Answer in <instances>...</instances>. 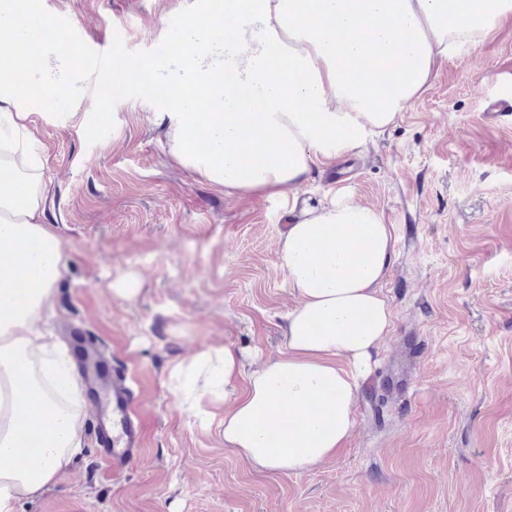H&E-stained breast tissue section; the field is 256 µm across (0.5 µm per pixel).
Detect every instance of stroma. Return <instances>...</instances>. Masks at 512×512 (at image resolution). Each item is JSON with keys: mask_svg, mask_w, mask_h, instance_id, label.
I'll return each mask as SVG.
<instances>
[{"mask_svg": "<svg viewBox=\"0 0 512 512\" xmlns=\"http://www.w3.org/2000/svg\"><path fill=\"white\" fill-rule=\"evenodd\" d=\"M193 0H52L78 59L107 53L130 79L91 74L76 118L48 102L32 129L47 148L48 228L68 244L59 309L129 370L148 430L113 477L89 424L72 469L17 512H512V27L444 63L427 90L359 155L313 172L300 197L347 186L395 235L382 284L393 330L354 404L336 457L268 472L224 445V405L183 412L171 367L210 346L262 356L295 306L278 265L280 197H227L174 166L153 125L142 63L173 50ZM106 137H96L99 127ZM135 282L125 301L113 291Z\"/></svg>", "mask_w": 512, "mask_h": 512, "instance_id": "1", "label": "stroma"}]
</instances>
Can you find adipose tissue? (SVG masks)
<instances>
[{"mask_svg": "<svg viewBox=\"0 0 512 512\" xmlns=\"http://www.w3.org/2000/svg\"><path fill=\"white\" fill-rule=\"evenodd\" d=\"M512 20V0H196L179 47L146 67L170 159L228 196L287 194L279 266L297 305L284 348L248 369L231 344L169 375L180 408L205 419L224 403V445L253 466L296 472L334 456L355 428L356 394L393 326L380 288L394 229L344 186L317 202L296 187L394 124L438 66ZM21 0H0V162L20 159L28 190L0 182V512L40 497L69 471L84 399L65 348L39 327L68 270L47 227L43 147L31 116L88 79L66 34L32 49ZM41 462L19 463L28 412Z\"/></svg>", "mask_w": 512, "mask_h": 512, "instance_id": "obj_1", "label": "adipose tissue"}]
</instances>
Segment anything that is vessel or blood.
I'll list each match as a JSON object with an SVG mask.
<instances>
[{
	"label": "vessel or blood",
	"mask_w": 512,
	"mask_h": 512,
	"mask_svg": "<svg viewBox=\"0 0 512 512\" xmlns=\"http://www.w3.org/2000/svg\"><path fill=\"white\" fill-rule=\"evenodd\" d=\"M72 355L85 393L95 406L91 426L98 456L113 474H120L144 446L145 421L135 409L137 396L128 383L126 370L113 364L96 338L74 337Z\"/></svg>",
	"instance_id": "obj_1"
}]
</instances>
